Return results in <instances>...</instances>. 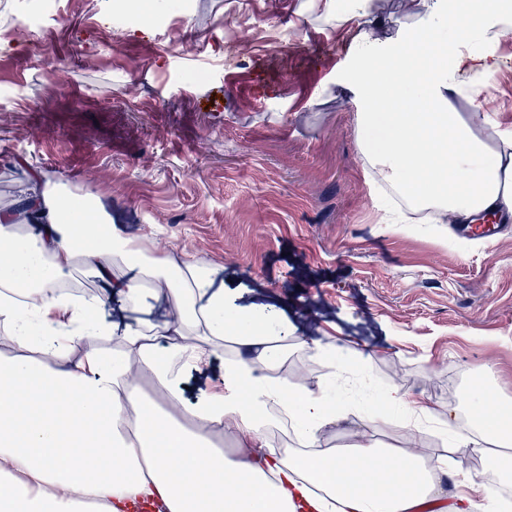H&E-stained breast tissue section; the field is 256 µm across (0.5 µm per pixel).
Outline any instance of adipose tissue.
<instances>
[{
	"instance_id": "obj_1",
	"label": "adipose tissue",
	"mask_w": 512,
	"mask_h": 512,
	"mask_svg": "<svg viewBox=\"0 0 512 512\" xmlns=\"http://www.w3.org/2000/svg\"><path fill=\"white\" fill-rule=\"evenodd\" d=\"M449 17L453 40L425 36L363 75L357 91L370 109L358 115L357 145L405 197L459 224L512 211V134L490 146L454 108L458 74L496 71L507 30L496 0H452ZM19 201L45 232L24 233L15 211L0 212V338L10 348L0 355V512H149L156 503L165 512H419L446 498L449 512H496L486 490L512 475V405L483 378L464 397L471 427L459 425L458 408L394 386L372 410L354 409L335 390L351 373L342 348L294 337L277 314L239 312L218 269L157 253L149 237L60 195ZM81 269L111 278V293L65 292ZM148 291L167 299L168 319L105 317L112 294L136 307ZM297 351L320 373L288 376ZM215 358L224 362L218 388L184 405L185 372ZM390 411L478 451L482 480L451 492L442 457L371 440L327 444L329 431ZM283 415L296 448L270 436ZM225 436L233 449L221 447Z\"/></svg>"
}]
</instances>
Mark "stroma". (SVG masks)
<instances>
[{
    "label": "stroma",
    "instance_id": "obj_1",
    "mask_svg": "<svg viewBox=\"0 0 512 512\" xmlns=\"http://www.w3.org/2000/svg\"><path fill=\"white\" fill-rule=\"evenodd\" d=\"M380 2L359 28L324 0H150L142 26L113 0H60L0 53V201L94 198L158 252L220 269L241 312L370 355L369 387L454 406L482 372L512 399V226L485 241L391 223L357 148L360 43L391 54L451 5ZM496 54L458 110L511 129L512 37Z\"/></svg>",
    "mask_w": 512,
    "mask_h": 512
}]
</instances>
